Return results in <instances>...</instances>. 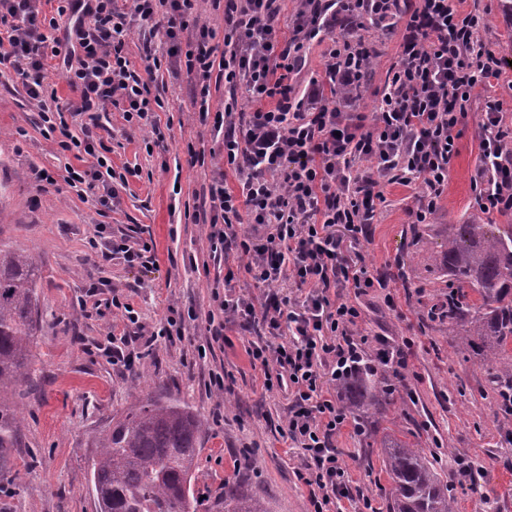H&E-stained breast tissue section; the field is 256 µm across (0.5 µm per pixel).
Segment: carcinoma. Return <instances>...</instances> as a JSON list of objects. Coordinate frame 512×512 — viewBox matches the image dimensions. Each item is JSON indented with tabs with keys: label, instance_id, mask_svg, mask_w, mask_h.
Masks as SVG:
<instances>
[{
	"label": "carcinoma",
	"instance_id": "carcinoma-1",
	"mask_svg": "<svg viewBox=\"0 0 512 512\" xmlns=\"http://www.w3.org/2000/svg\"><path fill=\"white\" fill-rule=\"evenodd\" d=\"M448 294L431 316L448 325L458 351L483 356L499 406L512 395V230L497 224H450L441 253ZM37 261L0 241V482L20 479L21 388L34 384L32 350L38 332ZM336 388L369 408L393 391L390 373L361 360ZM204 418L167 395L137 398L104 427L88 471L97 512H199L193 473L206 435ZM391 480L388 512H455L444 481L424 449L392 437L383 444ZM215 512H269L238 483L224 485Z\"/></svg>",
	"mask_w": 512,
	"mask_h": 512
}]
</instances>
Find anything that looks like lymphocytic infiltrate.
Returning a JSON list of instances; mask_svg holds the SVG:
<instances>
[{"label":"lymphocytic infiltrate","mask_w":512,"mask_h":512,"mask_svg":"<svg viewBox=\"0 0 512 512\" xmlns=\"http://www.w3.org/2000/svg\"><path fill=\"white\" fill-rule=\"evenodd\" d=\"M47 17L43 0H0V65L22 76L28 95L43 98L49 57H62L64 80L77 98L44 110L47 132L58 133L61 152L87 166L65 165L61 181L84 193L101 211H114L128 180L112 167L110 149L91 130L74 134L66 114L106 111L114 99L125 104L129 125L159 134L147 74L169 63L184 69L195 88V104L208 113L211 81L229 89L245 87L258 101L253 112L225 102L213 128L222 134L223 167L217 168L201 208L209 213L207 240L212 254L236 249L263 303L252 297L212 290L207 315L212 341L224 338L226 324L262 328L266 341L251 343V361L265 366L263 386L292 395L285 427L301 448L313 512L346 493L348 476L336 446L346 414L325 395V377L350 371L367 343L356 325L360 311L331 299L335 288L364 292L379 278L344 256L343 237L366 235L384 201L382 182L418 184L422 194L411 215L425 223L448 184L460 127L476 87L500 79V61L472 37L482 22L458 0H302L289 34H282L278 0H225L224 52L215 56L211 29L199 24L195 46L183 50L194 0H57ZM343 8L351 28L365 14L394 19L400 54L390 67L379 110L372 120L342 111L320 85L306 97L291 95L288 75L298 69L308 42L324 30L323 15ZM149 27L166 44L165 56L147 55L143 72L125 52L129 18ZM371 51L360 38L333 39L325 80L352 91L359 61ZM502 105L491 99L482 114L479 163L472 178L484 213L512 211V127L502 122ZM240 180L238 191L224 185L226 172ZM53 173L44 181L56 185ZM293 281L300 298L280 296L272 287Z\"/></svg>","instance_id":"1"}]
</instances>
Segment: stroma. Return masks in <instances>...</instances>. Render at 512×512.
Returning a JSON list of instances; mask_svg holds the SVG:
<instances>
[{
	"instance_id": "35a3bbf8",
	"label": "stroma",
	"mask_w": 512,
	"mask_h": 512,
	"mask_svg": "<svg viewBox=\"0 0 512 512\" xmlns=\"http://www.w3.org/2000/svg\"><path fill=\"white\" fill-rule=\"evenodd\" d=\"M503 0H465L482 25L476 43L504 63L494 88L476 89L461 127L448 188L427 223L413 225L408 213L419 188L388 184L369 236L347 241L386 285L360 293L338 289L361 312V335L387 337L390 345L409 348V369L389 405L372 411L350 406L347 423L336 438L350 476L349 493L329 504V512H387L389 477L381 442L396 434L423 448L448 479L456 512H512V416L496 405L476 354L458 353L447 327L427 317L429 305L444 298L448 275L435 260L452 224L483 219L472 176L479 160L481 114L487 98L500 101L503 122L512 126V16ZM363 37L375 50L370 78L362 80L350 111L376 112L388 69L400 53L398 33L365 21ZM331 37L310 41L300 71L288 82L303 94L324 73ZM185 74L161 67L152 84L163 100L157 112L163 145L145 143V134L129 126L121 108L101 117L100 135L112 150L116 171L134 169L121 202L109 217L69 188H42L37 169L63 171L73 163L61 153L57 134L45 132L41 105L30 99L20 76L0 68V241L27 250L41 266L38 282L39 330L34 362L37 387L22 400V442L16 453L20 478L0 489L5 512H96L87 471L99 431L126 410L133 395L158 392L186 403L206 421L207 433L194 473L197 495L213 503L225 482H242L269 512H313L299 449L279 429L288 414L285 394L265 391L264 370L246 353L256 333L227 327L214 344L205 316L212 309L211 289L228 267L240 261L213 258L203 224L195 219L197 197L212 181V155L221 149L213 113L223 111L229 90L213 85L210 117L190 104ZM206 153L205 162L191 152ZM106 223L116 237L153 240L158 268L145 273L123 259L105 260L95 248L96 226ZM103 287L89 295V277ZM130 303L144 335L132 346L138 372L113 364L110 334H122L123 318L111 305L112 294ZM392 295L394 306L384 297ZM195 309L198 318L184 335L160 337L170 309ZM224 378L223 392L210 385ZM468 457L482 470L477 481L457 475V457Z\"/></svg>"
}]
</instances>
